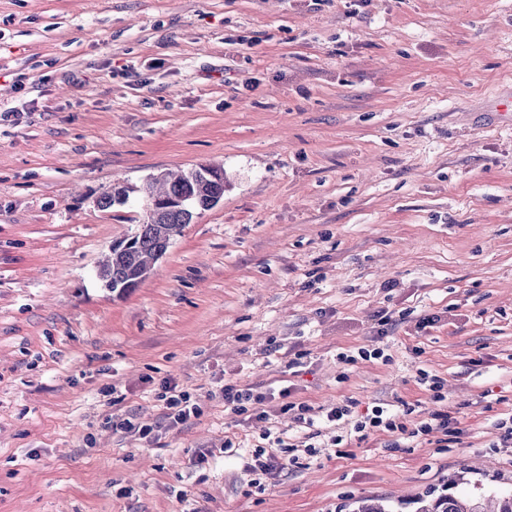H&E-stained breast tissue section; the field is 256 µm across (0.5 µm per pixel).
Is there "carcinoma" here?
Masks as SVG:
<instances>
[{"instance_id": "1", "label": "carcinoma", "mask_w": 512, "mask_h": 512, "mask_svg": "<svg viewBox=\"0 0 512 512\" xmlns=\"http://www.w3.org/2000/svg\"><path fill=\"white\" fill-rule=\"evenodd\" d=\"M145 203V218L135 232L115 241L110 254L97 266L96 277L112 292L138 287L151 273L175 237L194 216L209 210L224 196V170L199 165L148 177L138 189ZM129 187L120 184L103 192L98 207L109 209L129 202ZM416 512H512V494L466 493L418 498Z\"/></svg>"}]
</instances>
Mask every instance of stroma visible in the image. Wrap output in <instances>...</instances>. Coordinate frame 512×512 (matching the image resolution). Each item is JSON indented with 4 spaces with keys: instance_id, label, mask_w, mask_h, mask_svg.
<instances>
[{
    "instance_id": "obj_1",
    "label": "stroma",
    "mask_w": 512,
    "mask_h": 512,
    "mask_svg": "<svg viewBox=\"0 0 512 512\" xmlns=\"http://www.w3.org/2000/svg\"><path fill=\"white\" fill-rule=\"evenodd\" d=\"M1 107L0 512L512 492V0H0ZM209 163L220 203L103 288L144 213L96 198ZM228 385L291 396L259 420ZM168 386L199 414L169 424ZM348 400L458 430L344 437L323 410ZM260 447L285 467L257 483Z\"/></svg>"
}]
</instances>
